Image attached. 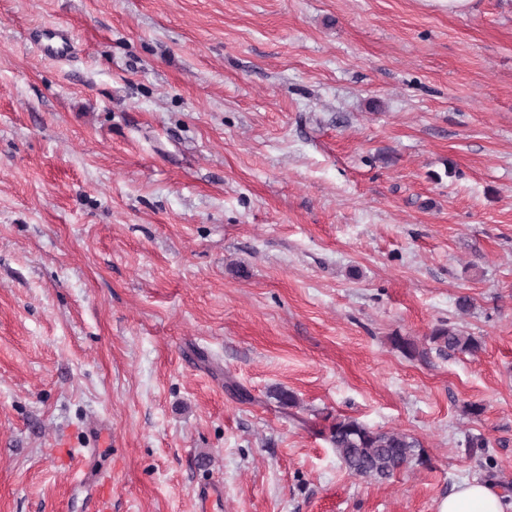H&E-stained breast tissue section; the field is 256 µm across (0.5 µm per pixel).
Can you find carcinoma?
Listing matches in <instances>:
<instances>
[{"instance_id": "carcinoma-1", "label": "carcinoma", "mask_w": 512, "mask_h": 512, "mask_svg": "<svg viewBox=\"0 0 512 512\" xmlns=\"http://www.w3.org/2000/svg\"><path fill=\"white\" fill-rule=\"evenodd\" d=\"M438 350L473 354L480 341L453 328H438L429 336ZM328 440L345 468L364 479L383 482L402 468L431 466L421 443L396 431L375 430L356 419L338 418L328 428Z\"/></svg>"}]
</instances>
